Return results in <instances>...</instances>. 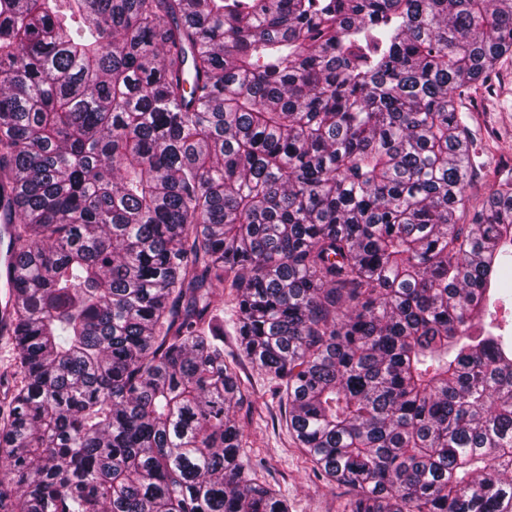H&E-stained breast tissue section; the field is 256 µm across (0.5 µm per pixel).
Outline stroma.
I'll return each instance as SVG.
<instances>
[{
    "label": "stroma",
    "instance_id": "obj_1",
    "mask_svg": "<svg viewBox=\"0 0 512 512\" xmlns=\"http://www.w3.org/2000/svg\"><path fill=\"white\" fill-rule=\"evenodd\" d=\"M469 115L470 138L476 151L470 189L472 204H479L494 182L506 174L512 160V55L504 58L490 84H476L461 99ZM251 405L237 411L236 419L248 437L246 455L258 464L264 480L288 498L290 512H347L350 488L330 484L314 472L280 422V400L266 377L241 364Z\"/></svg>",
    "mask_w": 512,
    "mask_h": 512
}]
</instances>
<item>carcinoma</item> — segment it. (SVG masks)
<instances>
[{"label":"carcinoma","mask_w":512,"mask_h":512,"mask_svg":"<svg viewBox=\"0 0 512 512\" xmlns=\"http://www.w3.org/2000/svg\"><path fill=\"white\" fill-rule=\"evenodd\" d=\"M512 0H0V512H289L239 361L350 512H512ZM238 358H224V303ZM469 114L470 138L476 151L471 205L490 193L494 182L511 172L502 158L512 164V54L504 58L490 86L477 83L461 99Z\"/></svg>","instance_id":"carcinoma-1"}]
</instances>
